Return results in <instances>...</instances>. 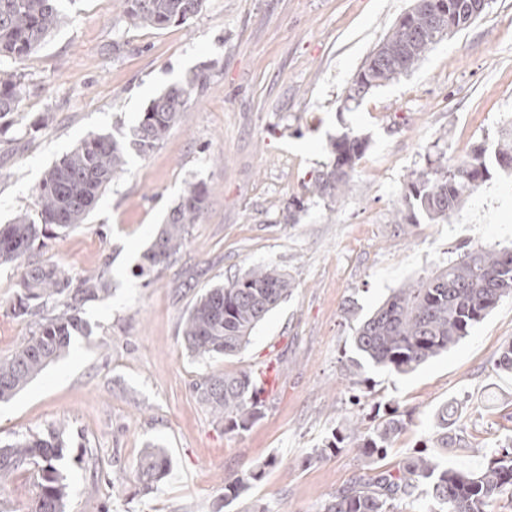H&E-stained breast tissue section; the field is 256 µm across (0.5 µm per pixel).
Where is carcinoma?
<instances>
[{
  "mask_svg": "<svg viewBox=\"0 0 512 512\" xmlns=\"http://www.w3.org/2000/svg\"><path fill=\"white\" fill-rule=\"evenodd\" d=\"M60 0H0V59L15 62L40 48L59 27ZM204 0H124L125 13L134 28H161L183 24L196 16ZM415 36L408 38L395 26L380 46L391 51L386 58L369 57L346 87L344 103L360 104L368 94L362 76L377 88L411 72L444 36L427 13L414 18ZM204 84L194 73L185 81L154 97L141 112L132 146L146 156L163 140L186 111L191 97ZM25 92L23 75L16 68L0 67V126L20 117ZM370 146L368 136L348 131L332 140L330 161L312 180L307 192L333 200L354 177L358 162ZM497 166L512 170V139L502 140L493 152L484 147L471 156L450 163L441 155L413 172L404 199L408 212L398 217L412 223L420 212L433 222L446 221L490 174L489 157ZM127 147L105 134L82 140L50 166L37 187L38 218L15 215L0 225V265L23 264L12 305L19 317L36 316V330L10 356L0 358V402L12 399L51 363L66 355L75 334H88L81 317L91 301L111 295L107 267L76 277L62 266L30 260L36 243L55 229L84 223L100 193L126 172ZM207 201L201 183H191L165 216L155 237L142 254L139 275L148 276L171 261L182 249L186 228L197 222ZM293 288L289 275L272 265L255 267L222 286L201 294L184 318L182 339L188 353L206 358L233 356L250 342L252 332L284 301ZM512 297V249L477 247L419 281L395 288L381 305L355 328L352 341L360 358L349 359L350 374L357 376L368 363L397 375H407L458 345L499 302ZM192 391L224 430L248 429L262 414L263 389L246 372L205 376ZM459 411L447 402L436 412L432 440L439 448H466L464 432L456 426ZM405 427L402 415L389 416L366 433L332 434L326 447L314 451L308 462L324 457L351 440L366 458L390 447ZM65 448L64 428L45 434H28L0 446V485L17 475L34 471L37 492L28 512H64L68 484L59 462ZM167 452L156 445L144 449L135 467V478L149 492L169 469ZM261 472L224 484V503L245 498L248 484ZM504 496L512 497V436L491 450L487 465L478 471H462L444 465L437 456H419L395 470H386L368 486L362 478L331 495L322 512H397L407 505L414 512H491Z\"/></svg>",
  "mask_w": 512,
  "mask_h": 512,
  "instance_id": "carcinoma-1",
  "label": "carcinoma"
}]
</instances>
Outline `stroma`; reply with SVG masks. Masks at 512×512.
<instances>
[{
  "instance_id": "35a3bbf8",
  "label": "stroma",
  "mask_w": 512,
  "mask_h": 512,
  "mask_svg": "<svg viewBox=\"0 0 512 512\" xmlns=\"http://www.w3.org/2000/svg\"><path fill=\"white\" fill-rule=\"evenodd\" d=\"M410 5L205 0L185 24L154 29L130 27L122 0H64L60 27L18 63L26 92L21 121L0 135V224L37 214L44 172L81 140L131 139L150 99L193 73L206 76L150 154L128 153L126 173L86 222L34 251L76 275L107 268L112 280L111 296L83 310L89 335L75 336L65 356L0 403L2 444L66 425L65 512H237L218 506L224 483L259 468L248 498L282 512H321L354 477L422 451L446 402L458 403L469 441L443 453L448 466L481 468L512 434V374L495 367L512 340V298L409 375L368 368L356 386L346 371L359 320L392 289L470 247L512 249L508 170L492 169L448 221H394L409 175L428 158L464 159L512 129V0H490L412 72L373 89L353 111L342 107L346 87ZM349 130L371 139L350 191L305 198L331 140ZM194 181L205 184L208 201L183 248L151 278L137 276L165 212ZM261 265L290 273L291 295L238 354L187 353L181 322L197 297ZM20 273L0 267V357L34 329L11 310ZM243 371L256 375L265 408L247 430L228 432L191 386ZM380 403L411 421L378 463L352 447L307 463L332 429L376 425ZM151 443L171 465L146 493L132 470Z\"/></svg>"
}]
</instances>
